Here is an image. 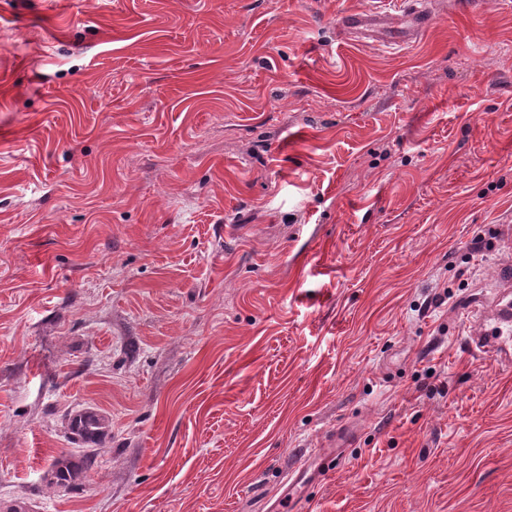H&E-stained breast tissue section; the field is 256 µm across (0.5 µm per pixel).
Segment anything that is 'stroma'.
Returning <instances> with one entry per match:
<instances>
[{
  "mask_svg": "<svg viewBox=\"0 0 512 512\" xmlns=\"http://www.w3.org/2000/svg\"><path fill=\"white\" fill-rule=\"evenodd\" d=\"M349 8L0 0V512H512V0ZM329 465L325 466V463L321 462L317 465L308 464V460L301 461L298 468L289 474L288 478V497L293 500L295 498L297 488L300 487L301 484L307 481H314L323 476V472L325 470H329ZM298 498H295V501Z\"/></svg>",
  "mask_w": 512,
  "mask_h": 512,
  "instance_id": "35a3bbf8",
  "label": "stroma"
}]
</instances>
